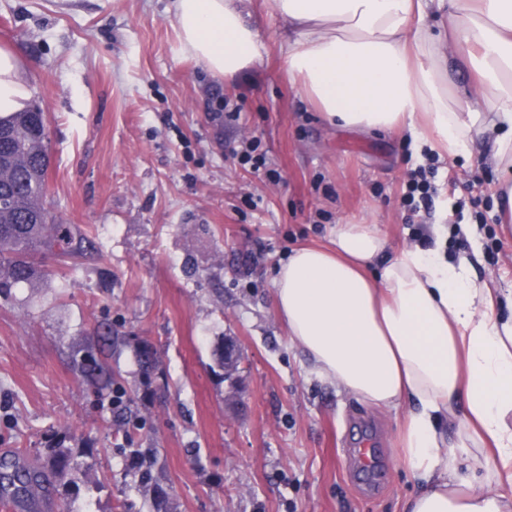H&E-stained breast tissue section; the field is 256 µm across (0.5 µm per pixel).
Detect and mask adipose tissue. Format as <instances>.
Returning <instances> with one entry per match:
<instances>
[{
    "label": "adipose tissue",
    "mask_w": 512,
    "mask_h": 512,
    "mask_svg": "<svg viewBox=\"0 0 512 512\" xmlns=\"http://www.w3.org/2000/svg\"><path fill=\"white\" fill-rule=\"evenodd\" d=\"M288 73L330 123L408 131L418 148L512 169V0H273ZM183 49L231 78L262 56L249 0H172ZM457 50L478 101L452 90ZM20 58L0 47V114L26 107ZM386 239L340 224L331 247L296 249L275 305L317 373L384 409H411L401 460L419 481L408 512H512V318L463 258L405 249L372 273ZM454 425V432L440 427Z\"/></svg>",
    "instance_id": "1"
}]
</instances>
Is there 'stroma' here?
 Instances as JSON below:
<instances>
[{"instance_id":"35a3bbf8","label":"stroma","mask_w":512,"mask_h":512,"mask_svg":"<svg viewBox=\"0 0 512 512\" xmlns=\"http://www.w3.org/2000/svg\"><path fill=\"white\" fill-rule=\"evenodd\" d=\"M168 0H0V47L25 64L49 119L46 208L89 229L79 258L47 254L51 282L0 296V459L69 448L93 462L52 512H404L416 481L399 455L403 412L320 377L274 303L275 277L340 224H376L387 255L434 224H470L448 256L512 291V224L494 195L507 174L480 139L472 158L418 156L399 133L329 123L302 97L273 0H252L262 57L231 79L182 50ZM255 140L272 177L240 165ZM424 169L429 211L403 202ZM242 350L236 390L213 361ZM156 353L144 383L136 350ZM121 377L94 396L77 354ZM370 440L375 464L359 463ZM153 465L160 498L138 488ZM224 353L226 357V372L233 371L234 367L241 362V350L229 338H226L220 345L215 346L212 353L213 359L222 370H224Z\"/></svg>"}]
</instances>
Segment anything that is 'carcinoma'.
<instances>
[{"instance_id":"cac0c4a2","label":"carcinoma","mask_w":512,"mask_h":512,"mask_svg":"<svg viewBox=\"0 0 512 512\" xmlns=\"http://www.w3.org/2000/svg\"><path fill=\"white\" fill-rule=\"evenodd\" d=\"M43 122L26 108L0 115V138L9 137L12 150L23 149L28 161L15 166L0 150V294L20 285L48 279L52 271L36 260L46 251L75 257L90 243L76 224H59L43 206L47 179L42 176L47 145L39 137ZM90 469L61 446L34 464L15 458L4 462L0 473V500L25 504L46 495L54 483L73 485Z\"/></svg>"}]
</instances>
